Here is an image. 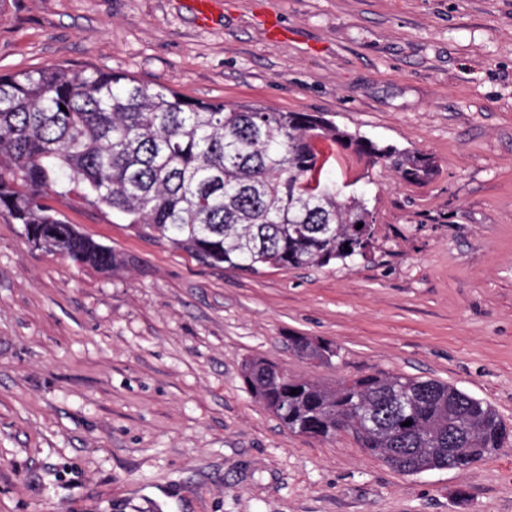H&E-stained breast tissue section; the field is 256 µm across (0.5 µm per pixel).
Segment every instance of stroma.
<instances>
[{
	"label": "stroma",
	"instance_id": "35a3bbf8",
	"mask_svg": "<svg viewBox=\"0 0 512 512\" xmlns=\"http://www.w3.org/2000/svg\"><path fill=\"white\" fill-rule=\"evenodd\" d=\"M0 0V75L96 68L209 102L317 114L435 165L409 184L337 150L370 251L251 274L197 262L77 196L103 272L0 213V512H512V443L405 475L347 431L289 432L264 359L327 386L435 379L512 431V0ZM292 336L330 341L331 364Z\"/></svg>",
	"mask_w": 512,
	"mask_h": 512
}]
</instances>
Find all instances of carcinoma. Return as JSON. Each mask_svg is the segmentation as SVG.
Returning a JSON list of instances; mask_svg holds the SVG:
<instances>
[{"label":"carcinoma","instance_id":"carcinoma-1","mask_svg":"<svg viewBox=\"0 0 512 512\" xmlns=\"http://www.w3.org/2000/svg\"><path fill=\"white\" fill-rule=\"evenodd\" d=\"M320 140L407 183L432 174L426 155L310 113L197 101L97 69L0 75V211L33 242L101 271L119 263L112 248L46 204L49 195L76 192L207 265L257 273L363 258L374 213L354 183L325 169ZM290 342L321 363L338 355L305 336ZM242 374L289 431L328 439L350 430L405 474L465 471L509 440L490 405L437 380L371 375L329 388L275 375L263 360L245 362Z\"/></svg>","mask_w":512,"mask_h":512}]
</instances>
